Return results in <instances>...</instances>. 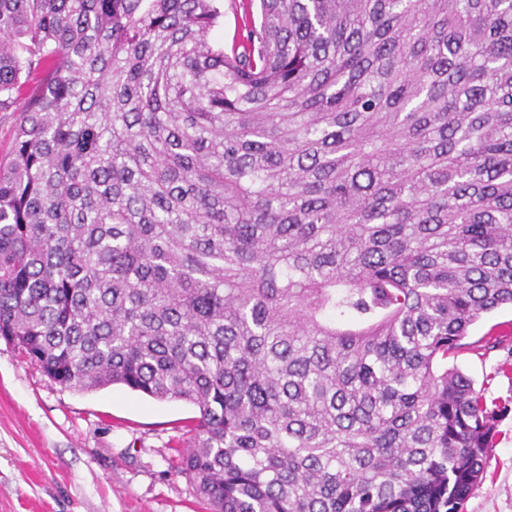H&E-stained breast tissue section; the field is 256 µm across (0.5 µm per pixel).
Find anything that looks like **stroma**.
Returning a JSON list of instances; mask_svg holds the SVG:
<instances>
[{
    "mask_svg": "<svg viewBox=\"0 0 512 512\" xmlns=\"http://www.w3.org/2000/svg\"><path fill=\"white\" fill-rule=\"evenodd\" d=\"M492 330L512 332L511 307L474 324L457 357L505 408L465 512H512V349L472 350ZM197 415L117 385L61 387L0 340V512H210L180 471Z\"/></svg>",
    "mask_w": 512,
    "mask_h": 512,
    "instance_id": "1",
    "label": "stroma"
}]
</instances>
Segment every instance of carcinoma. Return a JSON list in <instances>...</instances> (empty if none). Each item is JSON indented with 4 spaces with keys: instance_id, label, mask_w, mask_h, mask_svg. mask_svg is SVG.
<instances>
[{
    "instance_id": "obj_1",
    "label": "carcinoma",
    "mask_w": 512,
    "mask_h": 512,
    "mask_svg": "<svg viewBox=\"0 0 512 512\" xmlns=\"http://www.w3.org/2000/svg\"><path fill=\"white\" fill-rule=\"evenodd\" d=\"M0 0V339L198 408L211 512H464L512 306V0ZM512 338L490 331L480 348ZM20 112H0V157L11 152ZM494 331L512 334V309L510 306L502 307L474 324L464 342L477 344L491 328Z\"/></svg>"
}]
</instances>
